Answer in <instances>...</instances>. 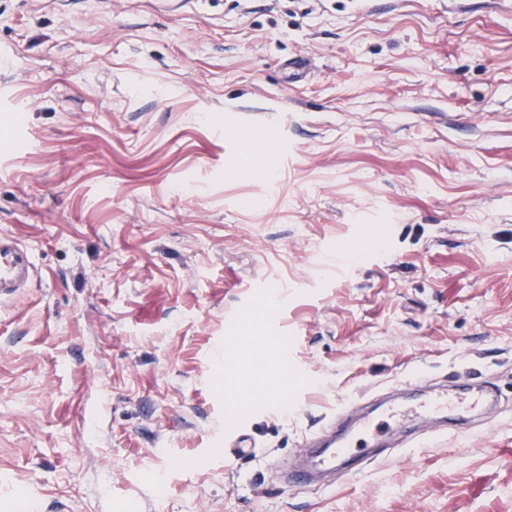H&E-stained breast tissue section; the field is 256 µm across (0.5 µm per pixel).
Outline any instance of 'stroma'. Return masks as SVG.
Masks as SVG:
<instances>
[{
  "label": "stroma",
  "instance_id": "1",
  "mask_svg": "<svg viewBox=\"0 0 512 512\" xmlns=\"http://www.w3.org/2000/svg\"><path fill=\"white\" fill-rule=\"evenodd\" d=\"M1 49L37 273L0 303V512H512V0H0ZM482 383L466 438L278 477L362 397ZM219 393L224 396V459L248 456L253 454L257 443L252 438L250 430L243 425L244 417L238 415L235 401L227 396L225 387L219 388Z\"/></svg>",
  "mask_w": 512,
  "mask_h": 512
}]
</instances>
